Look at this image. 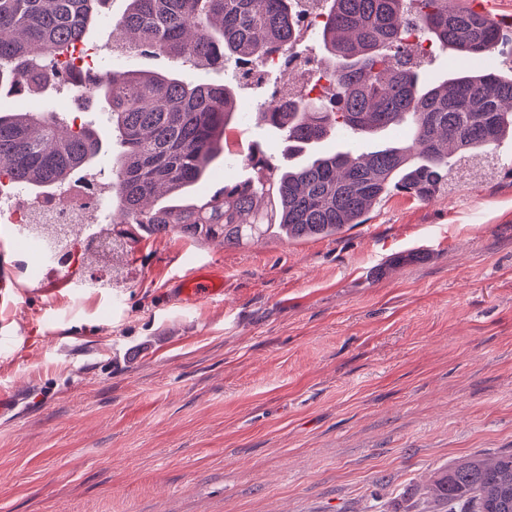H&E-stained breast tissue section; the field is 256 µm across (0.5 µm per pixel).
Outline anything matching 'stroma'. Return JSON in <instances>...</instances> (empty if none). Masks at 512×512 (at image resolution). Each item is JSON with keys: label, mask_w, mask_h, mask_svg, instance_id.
<instances>
[{"label": "stroma", "mask_w": 512, "mask_h": 512, "mask_svg": "<svg viewBox=\"0 0 512 512\" xmlns=\"http://www.w3.org/2000/svg\"><path fill=\"white\" fill-rule=\"evenodd\" d=\"M125 7L87 43L108 50ZM280 81L240 87L237 141L195 196L251 176L247 154L286 165L258 118ZM16 233L0 223V388L22 396L0 512H422L435 468L512 450V140L333 236L139 241L108 288L40 293ZM193 266L223 273V300L174 301Z\"/></svg>", "instance_id": "stroma-1"}]
</instances>
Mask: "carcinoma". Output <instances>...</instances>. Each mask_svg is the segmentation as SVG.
I'll return each mask as SVG.
<instances>
[{
	"instance_id": "cac0c4a2",
	"label": "carcinoma",
	"mask_w": 512,
	"mask_h": 512,
	"mask_svg": "<svg viewBox=\"0 0 512 512\" xmlns=\"http://www.w3.org/2000/svg\"><path fill=\"white\" fill-rule=\"evenodd\" d=\"M104 0H0V89L43 92L59 84L56 59L84 41ZM304 0H127L112 19L116 45H145L194 65L259 61L300 44ZM315 26L333 82L329 100L306 97L263 106L261 119L285 133L284 169L250 156L266 171L229 179L210 197L193 188L224 155L226 130L242 117L234 88L192 84L175 70L104 73L80 96L104 98L106 134L119 152L102 187L120 222L145 237L171 231L195 242L215 237L237 248L270 236L303 240L363 224L390 192L425 200L448 183V157L475 156L512 139V69L462 70L446 80L421 78L407 26L437 50L473 58L503 41L498 22L458 0H316ZM53 111H0V175L10 186L51 192L74 172L92 169L99 130L57 127ZM406 124L401 147L316 151L344 132L355 140ZM167 198L153 207L145 201ZM434 512H512V450L470 455L434 472Z\"/></svg>"
}]
</instances>
